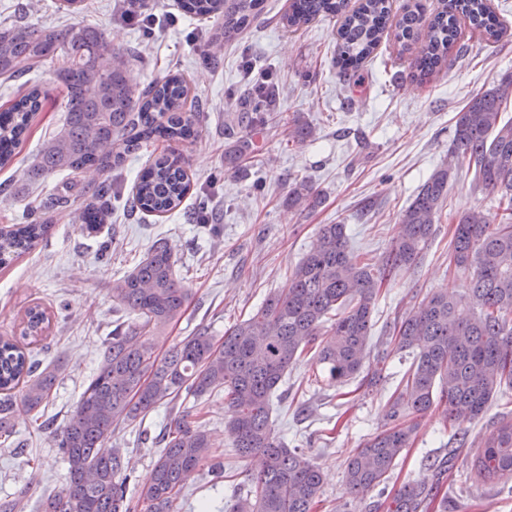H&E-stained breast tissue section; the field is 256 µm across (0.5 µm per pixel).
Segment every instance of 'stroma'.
I'll list each match as a JSON object with an SVG mask.
<instances>
[{
	"instance_id": "1",
	"label": "stroma",
	"mask_w": 512,
	"mask_h": 512,
	"mask_svg": "<svg viewBox=\"0 0 512 512\" xmlns=\"http://www.w3.org/2000/svg\"><path fill=\"white\" fill-rule=\"evenodd\" d=\"M58 3L0 0V26L61 28L79 21L100 30L112 47L137 48L144 58L132 67L138 86L168 74L188 79L189 98L200 105V135L172 147L164 142L141 144L112 174L122 194H129L139 171L174 148L188 160L193 185L179 209L163 218L131 216L118 209L101 231L83 230L77 216L89 197L86 178L72 180L67 173L55 172L30 182L23 175L44 137L62 125L65 90L56 73L65 60L56 57L32 74L47 97L14 164L0 168V183L10 186L8 194L0 195V227L20 223L49 190L68 182L73 188L67 206L53 213L48 240L0 270V336L19 337L27 309L41 305L50 313L51 324L45 336L31 344V355L40 367H61L50 403L39 415H16L11 438L0 444V503L23 498L25 512H36L44 494L68 486L67 466L41 423L62 422L95 373L102 343L114 325L135 322L134 314L113 304L112 282L133 268L156 239H168L173 246L176 272L191 293L181 319L150 338L155 353L162 355L200 330L223 338L271 292L286 289L320 225H348L352 251L379 261L397 231V213L409 206L436 168L448 163L453 167L448 199L428 244L418 263L394 273L377 298L372 351L384 349L394 318L417 306L427 293L464 292L469 277L450 260L452 225L470 210H496L498 200L477 188L474 168L452 157L455 116L473 95L512 72V0H491L507 29L505 37L489 41L462 26L447 66L424 83L411 77L413 51L402 50L390 34L367 62L362 81H355L337 63L340 18L285 29L281 17L288 0H265L264 13L252 27L225 43L216 69L205 64L203 56L212 49L218 19L185 15L178 0H151L149 10L158 23L150 36L123 21L120 0H83L74 16L59 11ZM248 67L254 75H267L286 116L300 117L312 127L313 136L298 145L289 142L284 125L258 129L253 134L255 151L238 173L224 162V129L236 125L238 115L226 93L248 88ZM302 179L321 192L322 205L289 207L288 186ZM201 195L210 198L220 215L218 233L191 218ZM104 240L111 243L105 254L99 250ZM411 360L405 352L391 354L382 380L366 392L356 390L354 383L330 380L307 357L289 368L273 400L271 422L286 444L310 448L323 474L322 512H358L356 503L342 495L346 461L353 449L383 428L387 399ZM198 410L211 436L213 461L188 480L174 512H229L233 494L249 487L255 466L231 453L224 432L223 391L204 396ZM171 412V406L161 405L142 425H118L104 444L105 450L118 448L126 456L132 472L129 499L139 497V485L160 452L155 438ZM504 415L512 416V406L498 400L479 421L467 425L468 445L459 448L441 486L448 512H512V482L477 489L465 481L479 433ZM455 446L440 412H429L420 419L391 486L426 477L423 457L444 455Z\"/></svg>"
}]
</instances>
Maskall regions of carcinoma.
<instances>
[{"mask_svg":"<svg viewBox=\"0 0 512 512\" xmlns=\"http://www.w3.org/2000/svg\"><path fill=\"white\" fill-rule=\"evenodd\" d=\"M263 6L264 0H182L187 14L222 18L211 38L216 47L247 31ZM390 13V0H362L351 12L347 0H291L283 25L296 31L321 16L341 18L339 62L355 73L386 34ZM462 20L488 41L505 33L488 0H442L427 22L417 0L406 4L396 22L398 40L404 50L421 43L413 58L419 81L448 63ZM57 56L67 60L57 74L66 91L63 125L43 143L27 174L34 181L59 171L97 175L91 200L78 214L82 227L95 231L109 220L112 170L142 142L195 138L198 111L186 109L188 89L179 74L138 88L130 67L134 51L112 50L93 27L77 22L61 29L17 24L0 28V77L6 80L20 79ZM42 95L39 85L27 80L0 111V168L19 154L30 121L42 108ZM510 99L508 72L473 95L456 116L451 154L468 160L478 175L477 187L498 196L504 206L499 216L474 209L454 225L451 261L468 273L466 292H431L395 318L386 341L390 350L376 355L366 373L379 288L419 259L448 197L451 168L432 173L399 213L398 235L378 268L349 248L347 225L322 224L285 291L269 295L252 316L225 332L224 340L199 331L162 357L149 337L183 316L190 292L175 273L169 242L155 241L131 271L112 282V302L139 322L112 329L93 378L69 419L55 431V445L69 465V485L62 495L43 497L40 512H131L126 458L118 448L109 455L99 448L112 439L118 424L131 425L161 404L197 401L218 388L224 389L225 430L236 454L262 460L252 487L236 496L231 512H315L322 496L319 467L305 449L282 442L270 422L280 382L315 342L316 363L341 383L361 375L371 386L380 380L392 353L413 356L388 398V424L354 449L345 466L344 494L364 512L376 508L367 501L370 492L385 493L399 458L414 441L419 418L440 407L453 425L482 418L498 396L512 390V121H501ZM237 106L240 136L229 146L231 167L252 152L249 132L284 120L276 93L264 87L250 90ZM286 125L288 139L295 143L313 135L311 126L296 118ZM190 188L182 156L164 152L141 171L135 193L126 200L127 210L162 216L179 207ZM67 202V196L52 194L31 221L0 229V267L48 238L52 224L44 215ZM320 203L310 182L288 187V206L312 209ZM46 323L45 310L38 304L30 307L23 338L42 336ZM58 377L59 368L37 369L18 341L0 337V438L12 435L15 413L31 414L50 401ZM158 443L162 449L139 501L144 512H173L190 474L210 460L212 443L207 431L184 414L171 418ZM454 457L451 452L429 465V478L402 485L389 512H429L436 502L447 508L448 498L437 494ZM470 473L483 484L512 480L511 418L499 420L480 436Z\"/></svg>","mask_w":512,"mask_h":512,"instance_id":"cac0c4a2","label":"carcinoma"}]
</instances>
